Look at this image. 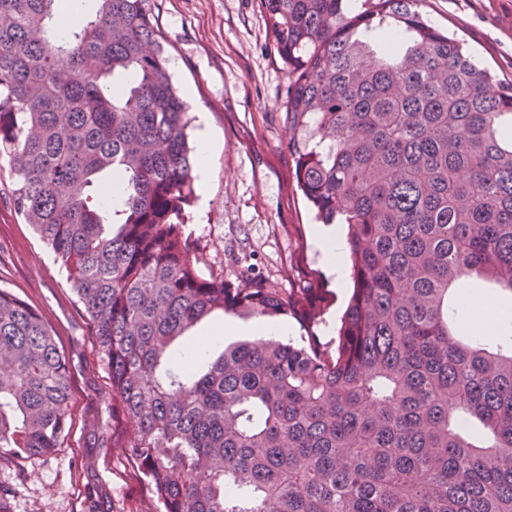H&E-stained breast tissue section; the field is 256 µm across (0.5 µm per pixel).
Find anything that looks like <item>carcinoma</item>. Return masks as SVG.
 <instances>
[{
  "label": "carcinoma",
  "instance_id": "obj_1",
  "mask_svg": "<svg viewBox=\"0 0 512 512\" xmlns=\"http://www.w3.org/2000/svg\"><path fill=\"white\" fill-rule=\"evenodd\" d=\"M0 0V173L93 323L122 445L161 512H512V343L461 336L462 284L512 295V80L419 0H261L288 66L295 178L345 226L336 339L225 345L214 313L325 323L319 297L205 274L189 104L149 0ZM120 183L114 204L95 186ZM71 367L0 288V455L70 430Z\"/></svg>",
  "mask_w": 512,
  "mask_h": 512
}]
</instances>
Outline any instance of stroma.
<instances>
[{
    "instance_id": "1",
    "label": "stroma",
    "mask_w": 512,
    "mask_h": 512,
    "mask_svg": "<svg viewBox=\"0 0 512 512\" xmlns=\"http://www.w3.org/2000/svg\"><path fill=\"white\" fill-rule=\"evenodd\" d=\"M166 40L174 82L192 117L206 115L216 143L206 210L191 207L186 229L199 239L202 269L242 271L280 294L327 298L338 326L348 284L329 274L317 247L321 229L298 187L288 146L287 68L260 0H150ZM430 25L454 33L481 66L512 79V0H422ZM0 287L49 322L72 370V426L49 457L0 458V512H156V502L122 445L131 430L112 406L110 377L67 273L16 214L0 181ZM499 335L512 298L470 288Z\"/></svg>"
}]
</instances>
